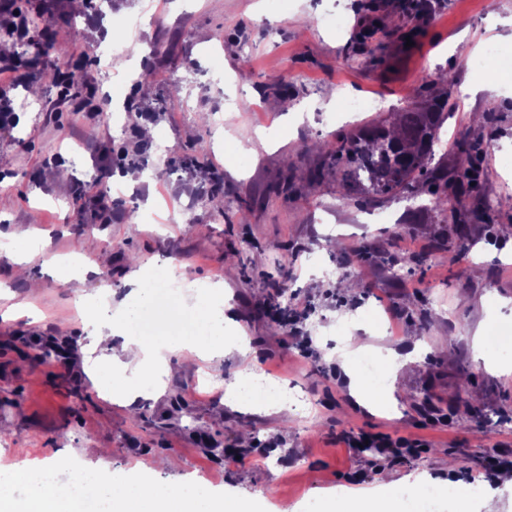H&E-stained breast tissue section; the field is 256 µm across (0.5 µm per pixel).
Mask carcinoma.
<instances>
[{"mask_svg":"<svg viewBox=\"0 0 512 512\" xmlns=\"http://www.w3.org/2000/svg\"><path fill=\"white\" fill-rule=\"evenodd\" d=\"M67 92L71 101L83 104L88 99V84L73 73L69 77ZM447 108L448 92L444 91L409 105L399 113L394 123L380 120L337 141L327 150L338 174L336 182L347 193L354 186L369 196H395L414 193L422 179L434 195L435 208L450 214L453 235L459 240L464 239L468 222L472 219L490 220L494 208L490 203L477 199L466 212L459 209L462 201L472 197L475 189L472 182L476 178L471 174L469 162L478 151L476 145L468 142L458 144V154L465 158L468 166L452 178L448 177V168L431 165L434 145L439 140L438 131L448 118ZM206 155L207 149L198 142L191 146V153L184 156L181 164L186 169L199 167ZM432 250L448 253L451 263L462 254V246H452L445 235L433 242ZM369 254L381 262L422 263V258L417 255L398 258L382 247L371 248Z\"/></svg>","mask_w":512,"mask_h":512,"instance_id":"1","label":"carcinoma"}]
</instances>
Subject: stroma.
Returning <instances> with one entry per match:
<instances>
[{
  "instance_id": "35a3bbf8",
  "label": "stroma",
  "mask_w": 512,
  "mask_h": 512,
  "mask_svg": "<svg viewBox=\"0 0 512 512\" xmlns=\"http://www.w3.org/2000/svg\"><path fill=\"white\" fill-rule=\"evenodd\" d=\"M16 5L50 25L54 47L33 70L19 65L13 40L0 34V62L21 76L0 87V105L10 112L0 130V240L32 223L43 230L27 265L40 293L29 292L0 252V290L41 314L34 322L0 320V469L49 463L63 483L74 467L106 481L166 485L194 477L220 495L263 491L253 512H275L283 499L297 512H322L325 500L349 491L398 489L420 478L466 489L479 482L495 491L500 512H512V490L493 483L500 466L484 465L512 450V351L492 339L499 324L512 323V76L475 71L450 52L460 39L512 52V0H431L430 19L410 47L398 34L415 22L410 0H107L99 14L74 11L71 0ZM329 15L343 25L326 24ZM130 17L141 25L127 31ZM104 29L109 37H101ZM110 39L141 50L108 59L101 50ZM158 42L170 58L151 56ZM83 55L94 60L86 77L97 101L122 106L121 117L61 100L55 65ZM145 70L149 81L135 85ZM441 72L453 82L436 155L453 173L457 143L481 141L477 195L496 208L493 223L471 224L457 263L429 248L448 227L428 192L372 201L344 195L335 175L310 179L328 164L317 144L377 117L393 119L425 98L422 76ZM271 74L283 77L286 92L265 88ZM162 95L171 98L167 110L153 113ZM350 97L372 106L339 118ZM262 132L269 141L259 140ZM199 141L224 171V193L212 199L202 195V174L179 165ZM241 141L251 153L238 151ZM161 144L168 156L159 166ZM128 175L134 186L98 199L97 183ZM131 211L139 223H127ZM374 212L388 223H371ZM343 244L421 251L426 260L413 268L361 263L340 253ZM56 257L103 259L108 273L65 284L50 266ZM160 264L193 280L185 301L198 297L199 285L223 284L227 331L246 337L249 352L172 369L160 394L119 405L98 395L95 372L84 364L93 325L83 299L120 304L128 277ZM281 280L290 306L310 307L303 331L321 365L305 363L261 313ZM478 330L488 338L481 362L473 350ZM339 336L360 337L372 357L388 348L414 352L384 375L397 407L371 411L351 397L343 369L356 367L357 353L330 348ZM418 336L428 341L419 352ZM50 339L68 343L66 360L37 361ZM248 370L287 385L291 420L263 401L225 405L216 384ZM351 431L412 437L422 447L398 458L355 452L344 445ZM272 435L285 438L300 463L262 447ZM228 447L242 449L238 463L225 464Z\"/></svg>"
}]
</instances>
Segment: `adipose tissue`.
Returning a JSON list of instances; mask_svg holds the SVG:
<instances>
[{
    "label": "adipose tissue",
    "mask_w": 512,
    "mask_h": 512,
    "mask_svg": "<svg viewBox=\"0 0 512 512\" xmlns=\"http://www.w3.org/2000/svg\"><path fill=\"white\" fill-rule=\"evenodd\" d=\"M160 286L152 270L143 269L131 282V290L118 307L107 300L88 299L90 311L111 312V322L94 329V344L108 359L102 393L113 402L128 405L139 397L159 392L169 374V357L185 363L205 360L214 364L232 353H245L244 337L224 333V288L214 284L205 299L179 307L181 316L198 322L199 329L186 336L143 339L130 325L140 309L148 307ZM112 512H250L252 497L210 495L201 482L186 480L173 486L149 487L146 481L130 484L114 481L110 489Z\"/></svg>",
    "instance_id": "adipose-tissue-1"
}]
</instances>
